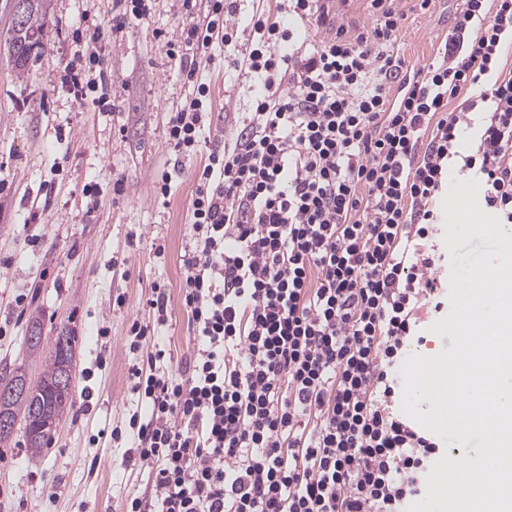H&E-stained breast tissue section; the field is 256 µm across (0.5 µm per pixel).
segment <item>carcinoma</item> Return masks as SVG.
I'll return each instance as SVG.
<instances>
[{"label": "carcinoma", "instance_id": "carcinoma-1", "mask_svg": "<svg viewBox=\"0 0 512 512\" xmlns=\"http://www.w3.org/2000/svg\"><path fill=\"white\" fill-rule=\"evenodd\" d=\"M42 0H29V7L19 27L10 30L6 41L7 52L19 75L28 71V64L41 46L44 21ZM75 337L68 329L55 337L49 353H40L38 343H28L30 354L41 360L42 375L36 383L28 384L26 393L7 405L8 413L17 421V429L24 439L30 456L36 458L47 446L51 433L57 431L62 415L74 404L73 389H59V378L72 374V353Z\"/></svg>", "mask_w": 512, "mask_h": 512}]
</instances>
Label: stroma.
<instances>
[{"label": "stroma", "mask_w": 512, "mask_h": 512, "mask_svg": "<svg viewBox=\"0 0 512 512\" xmlns=\"http://www.w3.org/2000/svg\"><path fill=\"white\" fill-rule=\"evenodd\" d=\"M460 0H432L420 10L400 0L405 14L392 46L418 64L440 59ZM43 44L24 76H17L6 49L12 0H0V362L37 382L42 366L26 345L40 327L44 350L61 329L74 330L75 404L66 412L54 443L38 461L25 448L0 450V512H124L145 492V472L127 462L126 439L108 437L127 428L139 407L131 390L134 356L127 330L133 319L151 322L152 287L164 285L167 324L162 339L173 367L189 359L195 335L182 305V256L190 246V199L196 169L207 154L183 160L168 203L152 184L170 159L166 128L171 112L190 89L166 54L182 25L180 0H152L147 19L133 20L111 39L106 64L112 72L113 109L77 105L62 84L75 46L72 32L106 23L109 0H43ZM202 63L198 77L210 86V114L203 137L222 143L249 111L256 84L225 66L223 49ZM125 179L126 197H112V183ZM54 203L38 206L45 191ZM42 235L41 245L25 239ZM444 224H433L423 241L435 259L437 292L422 301L415 334L405 355L433 356L450 349V336L432 325L450 311L449 254ZM164 246V257L154 255ZM25 295L24 308L15 299ZM123 306H115L116 296ZM108 328L100 340L98 328Z\"/></svg>", "instance_id": "stroma-1"}]
</instances>
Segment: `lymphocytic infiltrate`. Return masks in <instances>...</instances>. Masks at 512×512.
<instances>
[{"mask_svg":"<svg viewBox=\"0 0 512 512\" xmlns=\"http://www.w3.org/2000/svg\"><path fill=\"white\" fill-rule=\"evenodd\" d=\"M199 1L182 0L167 51L193 87L167 122L178 159L202 146L199 63L238 33L224 0H203V12ZM368 2L371 31L341 26L318 41L284 21L326 25V6L281 0L283 21L255 14L230 61L263 89L195 175L180 283L194 352L181 371L160 348L131 369L148 408L129 419L132 460L150 494L128 512H405L422 491L437 448L393 412L388 370L436 291L419 241L480 104L488 117L464 165L486 209L512 223V72L501 67L512 0H462L442 60L419 67L388 51L397 0ZM112 9L109 26L75 42L77 101L108 90L106 43L148 15L145 0Z\"/></svg>","mask_w":512,"mask_h":512,"instance_id":"obj_1","label":"lymphocytic infiltrate"}]
</instances>
